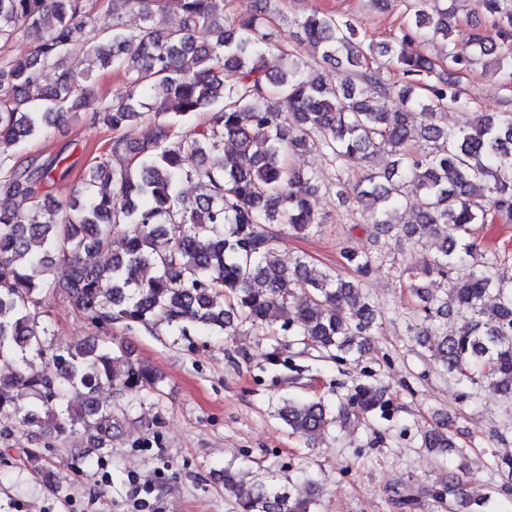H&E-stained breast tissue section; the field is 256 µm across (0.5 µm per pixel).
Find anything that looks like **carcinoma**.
Masks as SVG:
<instances>
[{"label":"carcinoma","mask_w":512,"mask_h":512,"mask_svg":"<svg viewBox=\"0 0 512 512\" xmlns=\"http://www.w3.org/2000/svg\"><path fill=\"white\" fill-rule=\"evenodd\" d=\"M401 7L409 24L400 35L367 40L361 22L313 9L292 37L305 41L344 73H304L291 51L267 32L270 0L254 11L224 16V0H179L178 25L162 22L163 0H107L112 13L142 24L90 29L88 0H0V42L34 38V49L0 58V418L32 433L84 428L100 441L120 432L125 408L160 396L161 377L113 347L114 321L165 325L175 336L192 330L230 335L247 323L266 336H289L325 357L344 361L364 350L377 312L361 281L381 254L348 248L341 256L355 274L345 280L306 260L284 267L273 247L272 224L297 235L315 228L314 174L287 155L317 150L336 169V198H356L396 241L418 244L423 260L405 268L417 300L418 342L472 397L478 386L512 400V277L474 237L476 224H512V104L482 113L466 127L439 120L469 108L453 75L492 61L512 77V0H476L488 30L471 33L472 56L448 51L433 58L415 47L456 27L454 0H379ZM84 46L103 67L127 77L117 101L90 121L117 133L152 115L140 142L113 137L84 172L79 195L56 201L40 192L59 160L19 163L6 150L46 133L77 113L93 91V70L58 72L40 80ZM402 77L389 82L383 71ZM208 113L199 130L182 125ZM231 149H224V143ZM222 152L217 164L206 157ZM384 151L382 172L351 184V169ZM116 158L113 164L110 158ZM200 193L186 204L180 186ZM415 220L402 223L401 210ZM107 251L98 265L84 256ZM447 283L442 293L426 287ZM65 297L99 332V346H56L39 321L43 295ZM460 325L448 333V316ZM109 386L116 400H92ZM31 396L27 405L18 394ZM386 387L360 384L336 400L288 399L277 416L307 444L350 418H389ZM426 448H455L445 430L424 432ZM41 450L26 448L19 468L41 470ZM313 502L272 479L239 502L242 512H312Z\"/></svg>","instance_id":"carcinoma-1"}]
</instances>
